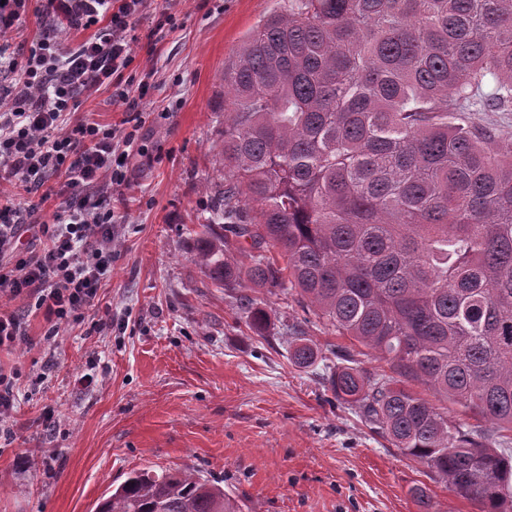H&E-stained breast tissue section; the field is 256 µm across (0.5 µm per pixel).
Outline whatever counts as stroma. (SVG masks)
Instances as JSON below:
<instances>
[{
    "label": "stroma",
    "instance_id": "35a3bbf8",
    "mask_svg": "<svg viewBox=\"0 0 512 512\" xmlns=\"http://www.w3.org/2000/svg\"><path fill=\"white\" fill-rule=\"evenodd\" d=\"M288 0H153L137 25L132 73L147 83L139 107L145 154L128 165V210L94 318L46 338L25 301L29 338L0 351L17 372L0 439V512H94L128 472L193 467L250 512H481L426 466L374 433L336 397L324 358L343 348L385 371L368 348L325 325L296 292L214 285L196 259V232L222 176L224 66L260 20ZM176 31L156 30L161 11ZM247 295L269 314L264 332L240 312ZM297 325L320 358L289 360ZM94 375L82 385L83 375Z\"/></svg>",
    "mask_w": 512,
    "mask_h": 512
}]
</instances>
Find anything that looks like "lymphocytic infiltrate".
Returning a JSON list of instances; mask_svg holds the SVG:
<instances>
[{
  "mask_svg": "<svg viewBox=\"0 0 512 512\" xmlns=\"http://www.w3.org/2000/svg\"><path fill=\"white\" fill-rule=\"evenodd\" d=\"M27 0H0V300L32 301L52 332L84 320L112 272L118 216L112 189L126 180L130 157L143 153L136 130L85 118L66 125L80 94L105 81L130 111L147 84L128 73L134 33L150 0H42L40 27L27 55L8 47L23 26ZM93 29L80 46H67L59 25ZM63 180L61 201L45 216L42 189ZM29 199L17 204L13 188ZM39 241L25 246L24 235Z\"/></svg>",
  "mask_w": 512,
  "mask_h": 512,
  "instance_id": "f902f5d3",
  "label": "lymphocytic infiltrate"
}]
</instances>
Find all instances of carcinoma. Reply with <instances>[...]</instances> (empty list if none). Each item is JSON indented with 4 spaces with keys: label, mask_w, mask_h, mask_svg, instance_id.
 <instances>
[{
    "label": "carcinoma",
    "mask_w": 512,
    "mask_h": 512,
    "mask_svg": "<svg viewBox=\"0 0 512 512\" xmlns=\"http://www.w3.org/2000/svg\"><path fill=\"white\" fill-rule=\"evenodd\" d=\"M224 96L225 176L197 249L210 280L299 290L389 366L336 353V397L481 512H512V448L404 385L512 434V140L471 116L512 112V0H288L224 66ZM290 334L293 363H313L311 340ZM247 510L189 468L134 470L96 506ZM406 385H409L411 388L420 392L424 396L436 400L435 402L437 405L444 408V411H448V419H450L451 421L466 423L467 426L464 427V430L473 427H476L477 430H481L485 436L484 442L491 446V448H504L500 445L501 438L499 437V433L496 429V426L492 424L490 421H487L479 416H474L473 413H468L465 415L464 413L461 412L459 406L453 404L450 401H438L437 399L431 396L428 390H425L424 386L418 383L408 382Z\"/></svg>",
    "instance_id": "obj_1"
}]
</instances>
